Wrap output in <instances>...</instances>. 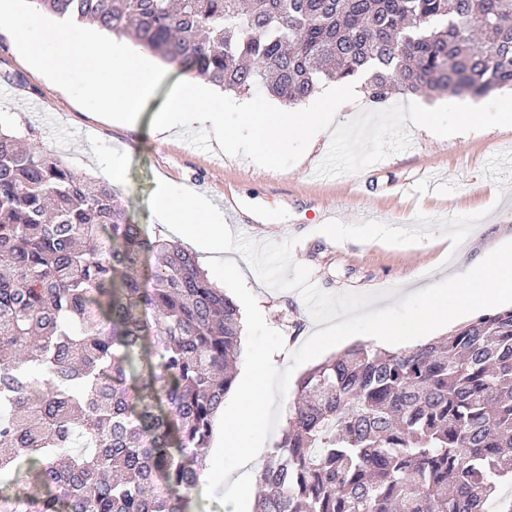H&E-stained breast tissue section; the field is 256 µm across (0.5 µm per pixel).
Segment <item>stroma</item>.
<instances>
[{
  "instance_id": "stroma-1",
  "label": "stroma",
  "mask_w": 512,
  "mask_h": 512,
  "mask_svg": "<svg viewBox=\"0 0 512 512\" xmlns=\"http://www.w3.org/2000/svg\"><path fill=\"white\" fill-rule=\"evenodd\" d=\"M184 82L175 67L147 100L140 130L97 116L29 66L0 34V86L10 106L0 126L26 142L55 151L78 177L106 176L107 161L121 163L116 188L131 223L170 239L155 222L153 204L163 188L186 186L248 216L232 233L256 242L298 237L295 263L310 270L323 292L341 295L395 290L397 298L464 272L482 251L512 242V121L497 110L512 91L484 97L397 95L383 104L361 97L345 104L316 144L289 142L277 165L259 170L241 129V106L276 107L262 95L226 93L224 122L237 145L217 149L210 130L195 128L161 141L149 131ZM473 106L475 127L459 134V109ZM23 121H13V113ZM248 289L267 325L285 336L274 354L289 366L318 326L299 293L268 287L241 263Z\"/></svg>"
}]
</instances>
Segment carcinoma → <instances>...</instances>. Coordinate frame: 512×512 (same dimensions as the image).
<instances>
[{
	"label": "carcinoma",
	"instance_id": "cac0c4a2",
	"mask_svg": "<svg viewBox=\"0 0 512 512\" xmlns=\"http://www.w3.org/2000/svg\"><path fill=\"white\" fill-rule=\"evenodd\" d=\"M33 2L286 107L362 75L374 103L512 88V0ZM239 320L112 186L0 131V512H186ZM260 482L255 512H512V307L308 370Z\"/></svg>",
	"mask_w": 512,
	"mask_h": 512
}]
</instances>
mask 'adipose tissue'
Returning <instances> with one entry per match:
<instances>
[{"label":"adipose tissue","instance_id":"ef3b65f1","mask_svg":"<svg viewBox=\"0 0 512 512\" xmlns=\"http://www.w3.org/2000/svg\"><path fill=\"white\" fill-rule=\"evenodd\" d=\"M212 129L220 148H229L232 138L224 127V99L199 83L186 84L171 104L168 112L157 118L155 130L163 134L175 126ZM252 148L272 168L289 139H311L316 127L306 112H260L252 123ZM154 216L158 223L168 227L173 236L194 244L206 254L208 262L217 272L216 285H223L225 277L235 275L239 269L235 261L225 259V234L222 210L210 200L203 199L192 190L181 187L163 190L154 202ZM266 358L253 353L247 374L240 408L235 416L237 424L227 428L223 414L214 420L215 452L238 462L240 471L235 478L239 491H248L257 481L259 470L255 465L260 449L247 443V436L263 429L268 406Z\"/></svg>","mask_w":512,"mask_h":512}]
</instances>
